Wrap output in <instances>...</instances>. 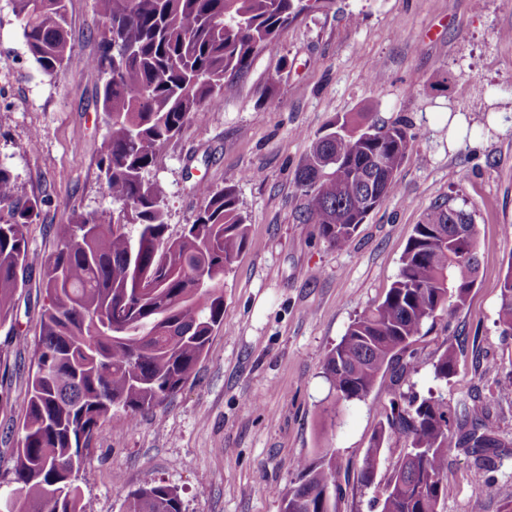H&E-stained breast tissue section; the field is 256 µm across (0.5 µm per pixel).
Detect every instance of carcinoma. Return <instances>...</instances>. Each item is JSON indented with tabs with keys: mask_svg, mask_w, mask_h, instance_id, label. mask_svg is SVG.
Returning a JSON list of instances; mask_svg holds the SVG:
<instances>
[{
	"mask_svg": "<svg viewBox=\"0 0 512 512\" xmlns=\"http://www.w3.org/2000/svg\"><path fill=\"white\" fill-rule=\"evenodd\" d=\"M30 56L51 77L63 73L71 46L67 0H12ZM329 0H97L102 21L98 103L106 132L97 164L118 213L72 212L54 254L43 264L49 304L32 349L34 371L21 439L0 475V512H82L78 473L84 451L112 425H130L174 397L195 374L224 320V275L246 247L248 224L234 187L199 189L200 205L180 236L167 234L158 188L145 179L158 150L195 111L219 102L256 57L279 41L305 10ZM414 135L367 112L331 121L311 143L295 183L314 224L336 247L397 193L398 173ZM43 200L22 198L0 164V320L13 315L19 273L28 265V226ZM138 227L137 234L128 226ZM471 214L448 201L431 205L416 225L384 298L349 325L326 356L336 404L363 400L390 380V399L360 467L373 476L387 432L407 438V452L386 483L381 512H438L450 488L443 473L460 452L496 483L497 460L511 454L479 396L461 406L430 396L409 399L400 381L424 323L465 306L478 272ZM498 325L512 335V264L500 284ZM446 349L435 377L455 373ZM283 512H336L340 491L332 461L301 464ZM125 512H183L177 490H131Z\"/></svg>",
	"mask_w": 512,
	"mask_h": 512,
	"instance_id": "1",
	"label": "carcinoma"
}]
</instances>
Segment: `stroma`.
<instances>
[{
  "mask_svg": "<svg viewBox=\"0 0 512 512\" xmlns=\"http://www.w3.org/2000/svg\"><path fill=\"white\" fill-rule=\"evenodd\" d=\"M71 55L51 77L30 58L11 0H0V164L21 195L42 197L28 228L30 267L12 317L0 322V459L18 446L28 401L30 343L48 305L42 264L71 212L109 213L97 179L106 131L90 65L101 20L96 0H69ZM280 71L274 93L269 72ZM371 113L415 139L399 192L330 247L303 224L294 177L334 118ZM179 235L199 204L196 184L237 191L248 242L224 276V321L196 374L168 404L128 426L115 415L80 471L83 512H124L128 491L175 487L183 512H282L301 462L332 455L343 478L336 512H380L383 487L406 447L386 434L372 483L359 466L380 426L387 385L325 414L335 392L328 352L390 288L425 210L450 201L470 212L478 277L468 301L428 321L414 345L408 396L456 405L480 393L512 440V336L497 324L499 284L512 267V0H333L305 12L260 54L219 106H204L164 145L147 174ZM469 341L456 345L455 333ZM456 371L434 377L448 346ZM122 484H114L113 475ZM451 492L438 512H512V455L495 491L463 454L449 455Z\"/></svg>",
  "mask_w": 512,
  "mask_h": 512,
  "instance_id": "stroma-1",
  "label": "stroma"
}]
</instances>
